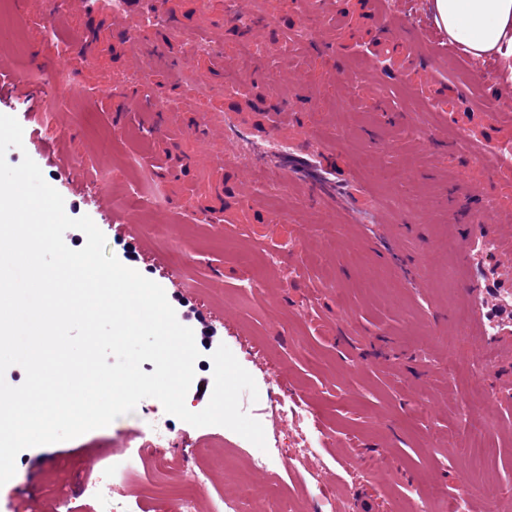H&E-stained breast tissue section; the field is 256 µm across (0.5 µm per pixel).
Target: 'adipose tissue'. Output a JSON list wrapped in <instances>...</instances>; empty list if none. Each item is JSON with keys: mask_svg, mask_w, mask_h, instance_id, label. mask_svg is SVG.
Wrapping results in <instances>:
<instances>
[{"mask_svg": "<svg viewBox=\"0 0 512 512\" xmlns=\"http://www.w3.org/2000/svg\"><path fill=\"white\" fill-rule=\"evenodd\" d=\"M429 7L462 53L497 58L512 80V0H429Z\"/></svg>", "mask_w": 512, "mask_h": 512, "instance_id": "ef3b65f1", "label": "adipose tissue"}]
</instances>
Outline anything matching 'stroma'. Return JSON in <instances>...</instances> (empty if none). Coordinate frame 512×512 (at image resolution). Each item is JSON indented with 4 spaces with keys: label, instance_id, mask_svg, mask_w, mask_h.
Masks as SVG:
<instances>
[{
    "label": "stroma",
    "instance_id": "1",
    "mask_svg": "<svg viewBox=\"0 0 512 512\" xmlns=\"http://www.w3.org/2000/svg\"><path fill=\"white\" fill-rule=\"evenodd\" d=\"M310 2L263 0L268 19L254 41L260 54L248 68L258 78L256 97L270 108L288 93L312 130L334 140L391 217L407 226L396 249L419 268L426 287H408L396 264L379 258L354 225L307 202L285 206L264 172L253 178L258 208L245 222L201 223L199 211L221 216L239 206L241 170L225 167L223 194L203 191L206 172L181 165L195 147L191 114L180 115L170 139L161 142L150 134L145 113H129L128 138L112 141L113 101L100 87L138 93L149 87L173 104L189 91H171L162 71L130 65V46L103 0L72 13L56 30L63 41L88 32L96 38L91 56L79 47L71 52L86 95L68 105L39 92L25 106L14 98L31 55L48 51L40 0L25 7L30 54L0 66V114L22 125L26 151L42 173L53 174L67 215L89 216L104 233L107 252L161 285L176 313L196 310L190 328L201 317L216 327L256 381L254 407L267 442L287 429L268 414L280 384L297 390L315 416L321 445L304 469L276 461L246 482L242 469L254 444L222 426L177 422L184 444L202 450L211 474L197 512H210L218 493L261 512H275L280 494L300 512H309L321 494L349 512H409L416 502L427 512H452L462 493L475 507L493 499L500 512H512V338L502 337L497 357L485 358L456 319L439 262L446 250H458L467 232L448 214L449 178L477 182L487 207L501 199L507 173L478 168L461 141L473 136L494 152L512 153V122L499 118L512 109V96L502 94L497 80L470 84L469 64L431 28L427 0H398L399 24L389 29L382 23L383 0H325L318 13ZM169 9L187 28L223 34L210 56L191 40L168 50L190 65H211L221 102L237 100L224 85L242 42L231 0H169ZM306 28L308 40H296L295 32ZM131 158L176 169L153 187L177 210L144 213L113 174L111 209L104 212L84 200L65 173L69 162L94 175ZM128 214L139 218L138 232L121 223ZM427 254L435 261L426 266ZM248 279L257 289L245 288ZM251 345L261 351L254 360L246 353ZM475 390L487 397L489 429L477 478L459 435V414ZM158 405L143 399L107 427L18 454L14 477L0 486V504L41 512L65 502L71 512H99L96 484L109 477V465L131 459L134 473L116 482L127 512H176L172 500L157 506L149 481L148 425Z\"/></svg>",
    "mask_w": 512,
    "mask_h": 512
}]
</instances>
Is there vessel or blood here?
I'll list each match as a JSON object with an SVG mask.
<instances>
[{"instance_id": "vessel-or-blood-1", "label": "vessel or blood", "mask_w": 512, "mask_h": 512, "mask_svg": "<svg viewBox=\"0 0 512 512\" xmlns=\"http://www.w3.org/2000/svg\"><path fill=\"white\" fill-rule=\"evenodd\" d=\"M149 15L165 19L167 39L181 34V25L168 16L167 0H123L116 21L127 26ZM163 65L178 72L181 84L193 90L190 106L210 102L213 86L197 70L182 67L180 61L168 57ZM192 134L197 142L193 163L207 165L213 174H222L228 163L242 164L249 173L270 169L278 175L286 197L312 200L353 224L390 221L370 184L342 158L335 142L316 135L291 103H280L260 119L237 102L212 105ZM67 172L73 184L92 186L99 209H110L106 183L89 182L85 171L77 167H68ZM460 189L473 206L474 226L491 228L490 238L497 252L494 262L485 263L476 258L478 239L469 235L461 241L464 283L476 296L466 330L491 351L497 342L492 327H512V205L490 211L480 207L482 193L478 188L464 182Z\"/></svg>"}]
</instances>
